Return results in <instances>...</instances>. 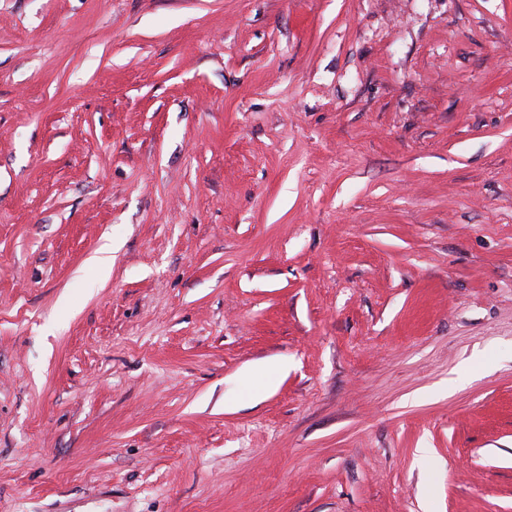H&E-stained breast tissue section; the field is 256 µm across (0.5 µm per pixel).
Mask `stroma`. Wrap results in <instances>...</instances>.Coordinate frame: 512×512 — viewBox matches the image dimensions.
Masks as SVG:
<instances>
[{
	"instance_id": "35a3bbf8",
	"label": "stroma",
	"mask_w": 512,
	"mask_h": 512,
	"mask_svg": "<svg viewBox=\"0 0 512 512\" xmlns=\"http://www.w3.org/2000/svg\"><path fill=\"white\" fill-rule=\"evenodd\" d=\"M0 512H512V0H0Z\"/></svg>"
}]
</instances>
